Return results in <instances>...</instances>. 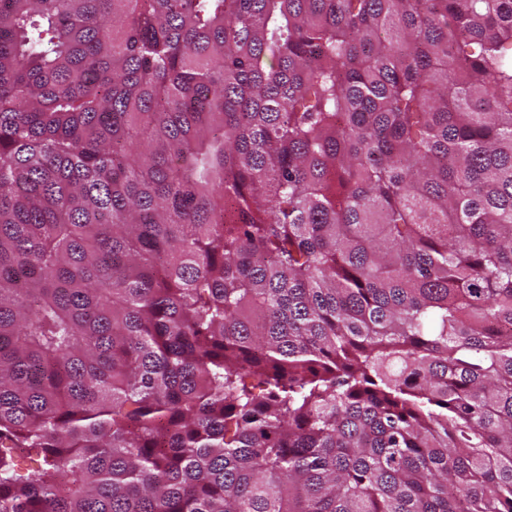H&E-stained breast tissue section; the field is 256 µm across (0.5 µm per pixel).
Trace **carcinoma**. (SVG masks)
Masks as SVG:
<instances>
[{"instance_id":"1","label":"carcinoma","mask_w":512,"mask_h":512,"mask_svg":"<svg viewBox=\"0 0 512 512\" xmlns=\"http://www.w3.org/2000/svg\"><path fill=\"white\" fill-rule=\"evenodd\" d=\"M0 512H512V0H0Z\"/></svg>"}]
</instances>
